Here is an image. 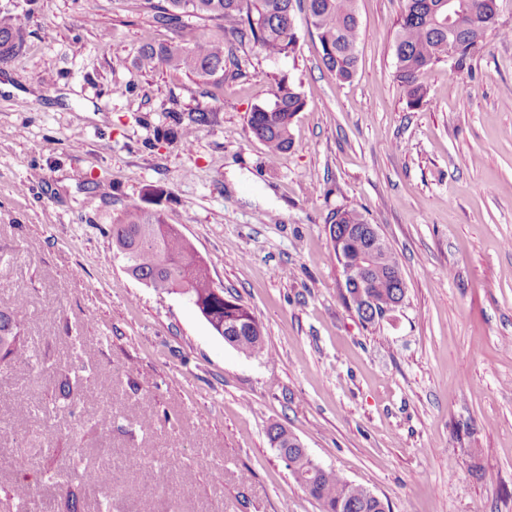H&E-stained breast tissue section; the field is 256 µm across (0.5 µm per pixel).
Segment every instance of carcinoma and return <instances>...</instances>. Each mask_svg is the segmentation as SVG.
<instances>
[{
    "label": "carcinoma",
    "mask_w": 512,
    "mask_h": 512,
    "mask_svg": "<svg viewBox=\"0 0 512 512\" xmlns=\"http://www.w3.org/2000/svg\"><path fill=\"white\" fill-rule=\"evenodd\" d=\"M156 21L171 29L175 37L164 43L143 44L136 65L144 71L160 69L181 72L224 85L238 75L233 46L252 42L269 58H276L295 49L298 32L295 26V6L304 3L309 22L322 47V63L336 78L350 80L356 71L357 47L360 38L356 0H145ZM442 0H401L395 41L396 79L404 89L407 102L419 107L426 91L418 82L419 74L441 62L448 51V16H453L455 34L463 45L455 67L461 68L467 59L485 49L486 34L482 26L498 8L497 0H454L455 10L440 7ZM192 17L213 21L223 35L214 37L203 29L185 22ZM24 43V31L15 18L0 14V63L8 61ZM306 106L304 97L293 88L277 86L274 101L256 105L250 113L251 134L265 146L268 158L280 160L292 147L291 129L297 114ZM208 121L205 112L198 113L193 124L169 135L187 141L197 127ZM154 207L133 202L122 217L112 225V244L116 250L126 249L123 257L132 277L146 282L158 292L178 291L189 297L195 307H203L212 320L245 314L240 299L228 296L227 302L213 293L212 279L206 263L197 258L180 229L166 221L161 207L162 193L150 190ZM341 223L338 236L343 238L341 255L355 261L369 249L363 227L364 216L355 209H340L331 223ZM400 264L395 253L368 267L362 274L371 298L369 309L354 307L359 319L375 325L384 313L402 298L403 289L395 278ZM224 342L246 355H259L265 350V339L256 318L240 326V330L224 337ZM0 362L28 364L30 355L24 337L20 336L11 315L0 312ZM270 443L277 452L288 455L287 467L314 499L320 512H386L384 503L372 496L371 490L351 484L339 474L321 473L305 466L298 449L291 445V433L281 425L267 430Z\"/></svg>",
    "instance_id": "cac0c4a2"
}]
</instances>
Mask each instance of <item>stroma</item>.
I'll return each mask as SVG.
<instances>
[{
	"instance_id": "obj_1",
	"label": "stroma",
	"mask_w": 512,
	"mask_h": 512,
	"mask_svg": "<svg viewBox=\"0 0 512 512\" xmlns=\"http://www.w3.org/2000/svg\"><path fill=\"white\" fill-rule=\"evenodd\" d=\"M356 8L350 81L300 11L292 53L236 46L240 75L218 88L137 68L142 44L173 36L144 0H95L89 21L82 0H0L25 31L0 64V310L37 356L0 363V512L21 476L28 512L72 491L99 512L82 476L107 457L124 470L112 512H320L271 448L275 423L390 512H512V0L463 70L420 75L418 109L395 77L400 0ZM281 81L307 105L272 165L248 118ZM200 110L192 143L166 137ZM150 188L259 321L264 355L127 273L108 230ZM344 208L404 273V306L374 326L339 291L329 225ZM46 364L104 398L63 399ZM172 455L191 479L146 491Z\"/></svg>"
}]
</instances>
